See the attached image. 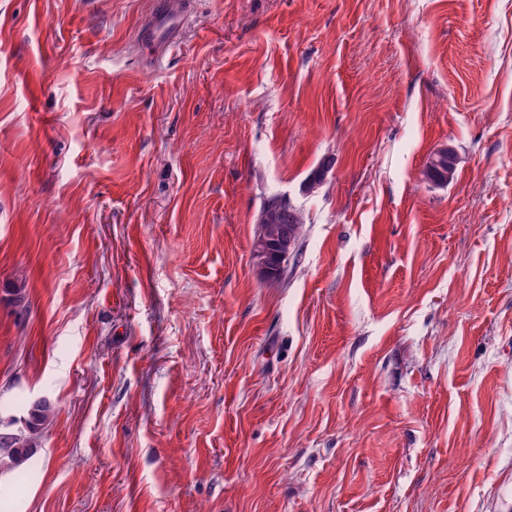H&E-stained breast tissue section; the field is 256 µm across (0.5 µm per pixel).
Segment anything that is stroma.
I'll use <instances>...</instances> for the list:
<instances>
[{
    "label": "stroma",
    "instance_id": "1",
    "mask_svg": "<svg viewBox=\"0 0 512 512\" xmlns=\"http://www.w3.org/2000/svg\"><path fill=\"white\" fill-rule=\"evenodd\" d=\"M190 2L0 0V512H512V0ZM166 1L168 2H163L161 6L159 21L155 27L143 33V37L150 40L154 46L165 36L166 29L168 28L171 21L172 13L178 12V5L182 6L181 2H179L181 0ZM439 153H448V157L441 158L438 163L429 162L426 164L423 171L425 180L436 185H445L450 182L455 173L456 157L455 153L450 148H441ZM448 173V181L444 182ZM303 224L304 220L300 210L288 211L285 207H281L272 212V219L265 224V227L271 236L277 232L281 234L288 229V235H291L294 240L293 252L296 254ZM288 248V240L286 239L275 244H267L264 237H260L256 240L253 258L262 279H267L272 273L268 257L275 255L279 258H284L288 255ZM39 398L31 400L18 419L13 417L4 424L0 418V466L17 469L36 453L43 429L54 414L51 400ZM4 434L9 435V441H1Z\"/></svg>",
    "mask_w": 512,
    "mask_h": 512
}]
</instances>
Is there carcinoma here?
I'll return each mask as SVG.
<instances>
[{"label": "carcinoma", "instance_id": "obj_1", "mask_svg": "<svg viewBox=\"0 0 512 512\" xmlns=\"http://www.w3.org/2000/svg\"><path fill=\"white\" fill-rule=\"evenodd\" d=\"M448 173V158H442L437 163L429 162L423 171L425 180L432 184L442 185ZM278 197L273 196L265 200L260 214L273 209L272 219L265 224L269 235L288 232L294 241H299L304 224L301 211H290L284 207H276ZM54 414L51 400H31L23 409L18 418H11L5 422L0 419V437L7 434L9 441H0V466L8 469H17L24 465L38 448L43 429L50 422Z\"/></svg>", "mask_w": 512, "mask_h": 512}]
</instances>
